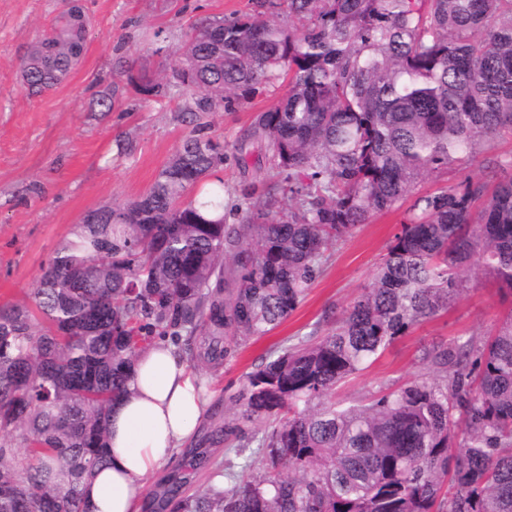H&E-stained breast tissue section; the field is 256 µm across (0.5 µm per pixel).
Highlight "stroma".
<instances>
[{"instance_id": "stroma-1", "label": "stroma", "mask_w": 512, "mask_h": 512, "mask_svg": "<svg viewBox=\"0 0 512 512\" xmlns=\"http://www.w3.org/2000/svg\"><path fill=\"white\" fill-rule=\"evenodd\" d=\"M91 28L78 66L40 96L21 85L28 49L63 10V0H0V305L29 302L42 267L91 210L134 200L155 181L192 130L182 117L188 91L171 88L161 99L137 93L116 71L124 60L133 75L165 77L193 27L250 11L251 0H81ZM116 89L111 111L94 98ZM288 91L287 79L208 115L207 136L224 143V205L238 203L246 188L265 187V163L241 164L235 145L255 116ZM483 159L458 163L422 180L425 194L462 185L483 174ZM412 198L359 225L327 253L320 276L278 326L259 338L240 339L218 370L201 369L208 406L195 447L214 429L241 424L246 377L270 351L298 338L324 335L366 288L387 247L409 216ZM512 299L488 275L472 273L468 288L433 319L397 337L377 358L336 388L337 404L368 402L380 392L438 371L427 356L458 337L494 331Z\"/></svg>"}]
</instances>
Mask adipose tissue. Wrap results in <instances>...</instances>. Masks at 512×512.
I'll list each match as a JSON object with an SVG mask.
<instances>
[{
  "label": "adipose tissue",
  "instance_id": "obj_1",
  "mask_svg": "<svg viewBox=\"0 0 512 512\" xmlns=\"http://www.w3.org/2000/svg\"><path fill=\"white\" fill-rule=\"evenodd\" d=\"M208 402L202 381L168 343L140 352L107 424V462L82 486L87 512H142L146 481L191 441Z\"/></svg>",
  "mask_w": 512,
  "mask_h": 512
}]
</instances>
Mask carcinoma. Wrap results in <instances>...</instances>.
I'll list each match as a JSON object with an SVG mask.
<instances>
[{"label": "carcinoma", "mask_w": 512, "mask_h": 512, "mask_svg": "<svg viewBox=\"0 0 512 512\" xmlns=\"http://www.w3.org/2000/svg\"><path fill=\"white\" fill-rule=\"evenodd\" d=\"M202 22L170 81L194 124L151 188L95 210L56 250L33 306H0V512H84L106 462L107 414L143 342L262 337L304 299L326 251L422 178L512 133V0H251ZM284 5L298 26L273 18ZM81 0L22 62L28 94L79 63ZM288 76L237 144L272 173L224 223V145L204 118ZM288 207L280 206V197ZM371 284L323 336L272 351L247 375L242 418L268 467L194 492L176 472L151 512H512V307L496 331L427 353L440 376L338 407L336 386L467 288L473 267L512 295V178L419 196ZM286 466L294 474L285 476Z\"/></svg>", "instance_id": "obj_1"}]
</instances>
